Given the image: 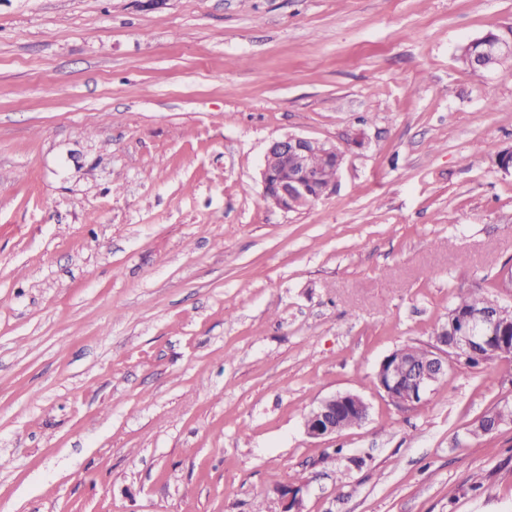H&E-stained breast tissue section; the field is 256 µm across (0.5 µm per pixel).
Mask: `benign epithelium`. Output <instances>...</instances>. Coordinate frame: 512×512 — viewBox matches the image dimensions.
<instances>
[{"instance_id": "7a95c632", "label": "benign epithelium", "mask_w": 512, "mask_h": 512, "mask_svg": "<svg viewBox=\"0 0 512 512\" xmlns=\"http://www.w3.org/2000/svg\"><path fill=\"white\" fill-rule=\"evenodd\" d=\"M484 50L472 57L470 69L484 72L495 69L498 58L512 53L509 39L479 38ZM314 149H322L331 157L343 161V152L336 145H328L300 135H288L273 141L260 172L264 197L274 206L294 210L333 193L332 183L323 184L319 175L307 167V156ZM505 309L496 302L485 308L460 316L453 336L436 337L435 345L421 362L403 357L393 351L379 364L376 382L387 397L398 407L414 406L422 402L430 388L448 374V351L465 358L480 356L481 347L494 339V328L499 326ZM355 416L366 419L368 404L352 393L333 394L320 400L305 416L306 433L313 438L336 434L342 422Z\"/></svg>"}]
</instances>
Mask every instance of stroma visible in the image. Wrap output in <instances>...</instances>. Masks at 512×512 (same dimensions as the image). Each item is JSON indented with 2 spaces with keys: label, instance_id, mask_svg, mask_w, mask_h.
Here are the masks:
<instances>
[{
  "label": "stroma",
  "instance_id": "1",
  "mask_svg": "<svg viewBox=\"0 0 512 512\" xmlns=\"http://www.w3.org/2000/svg\"><path fill=\"white\" fill-rule=\"evenodd\" d=\"M512 0H0V512H512V361L380 362L512 268ZM344 153L263 196L272 140ZM350 392L359 426L304 417ZM295 501L277 495L296 475ZM474 41L482 42L484 50L480 54L472 57L470 69L473 72L494 70L495 64L501 55L512 53L511 34H509V39H487L486 37H481ZM498 67L511 70L512 54L502 56L499 60ZM313 149H322L337 160L338 164L321 152H315L310 164L321 174L322 181L335 178L339 164L343 162V152L331 143L327 145L315 139L300 135H288L273 141L267 152L260 172V182L264 197L274 206L284 210H294L333 193V183L322 184L319 175L307 167V156ZM271 160L276 165H271ZM368 404L352 393L333 394L320 400L305 416L306 433L313 438L336 434L343 421L359 416L363 423L368 416ZM360 423V424H361Z\"/></svg>",
  "mask_w": 512,
  "mask_h": 512
}]
</instances>
